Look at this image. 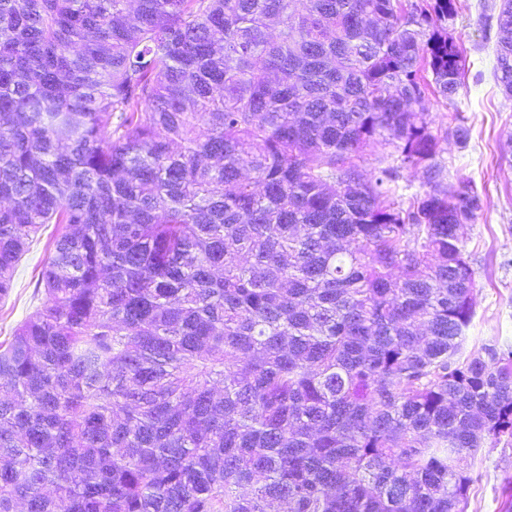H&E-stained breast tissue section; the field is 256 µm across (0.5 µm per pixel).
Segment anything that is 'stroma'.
<instances>
[{"label":"stroma","mask_w":512,"mask_h":512,"mask_svg":"<svg viewBox=\"0 0 512 512\" xmlns=\"http://www.w3.org/2000/svg\"><path fill=\"white\" fill-rule=\"evenodd\" d=\"M500 0H458L450 30L464 50L466 85L452 103L432 100L437 131L457 115L470 129L466 145L441 142L448 182L465 177L484 195L486 205L475 223L461 230L469 262L475 271L476 315L468 331L469 347L497 336L512 341V99L504 97L493 78L496 16ZM41 235L22 260L7 300L0 302V342L38 304L37 274L50 251ZM474 469L469 512H512V443L494 442L482 448Z\"/></svg>","instance_id":"1"}]
</instances>
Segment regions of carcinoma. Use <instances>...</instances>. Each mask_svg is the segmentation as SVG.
I'll return each mask as SVG.
<instances>
[{"instance_id":"obj_1","label":"carcinoma","mask_w":512,"mask_h":512,"mask_svg":"<svg viewBox=\"0 0 512 512\" xmlns=\"http://www.w3.org/2000/svg\"><path fill=\"white\" fill-rule=\"evenodd\" d=\"M405 2L0 0V300L56 225L0 344V512H467L512 345L467 348L485 200L427 108L456 0ZM53 232L54 224H49L40 240L32 246L18 267L10 296L5 302H0V342H7L14 328L39 304L34 297L35 281L39 270L50 255L47 244Z\"/></svg>"}]
</instances>
